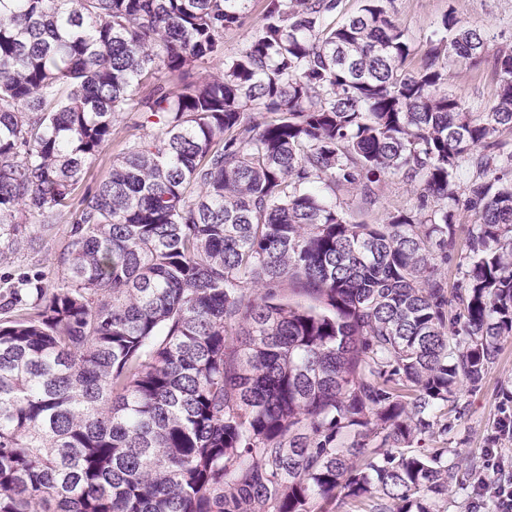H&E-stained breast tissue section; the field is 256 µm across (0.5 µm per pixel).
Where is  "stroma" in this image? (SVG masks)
I'll use <instances>...</instances> for the list:
<instances>
[{
    "mask_svg": "<svg viewBox=\"0 0 512 512\" xmlns=\"http://www.w3.org/2000/svg\"><path fill=\"white\" fill-rule=\"evenodd\" d=\"M388 8L416 49L411 62L415 68L423 62L432 32L449 13L484 31L489 54L512 48V0H390ZM497 87L494 70L488 64L477 70L456 67L448 81L449 92L473 112L482 111L493 102ZM137 121L133 112L119 117L111 141L89 169L82 188H95L107 175L113 160L141 136ZM336 202L350 222L375 224L388 213L416 208L418 194L412 186L393 178L380 184L375 205L364 204L359 193L351 188L338 191ZM70 228L66 217L47 231L26 226V234L35 236L37 242L32 248L0 259V292L23 273L42 276L46 285H55L65 268L63 253ZM507 413L512 415V335L501 338L499 354L482 382L475 387L463 385L455 402L448 406V454L465 473L466 483L450 488L447 512H496L489 499L482 506H475L474 483L488 473L486 449H501L512 460V434L497 432Z\"/></svg>",
    "mask_w": 512,
    "mask_h": 512,
    "instance_id": "obj_1",
    "label": "stroma"
}]
</instances>
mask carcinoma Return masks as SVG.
Returning a JSON list of instances; mask_svg holds the SVG:
<instances>
[{
  "label": "carcinoma",
  "mask_w": 512,
  "mask_h": 512,
  "mask_svg": "<svg viewBox=\"0 0 512 512\" xmlns=\"http://www.w3.org/2000/svg\"><path fill=\"white\" fill-rule=\"evenodd\" d=\"M249 2L0 0V257L71 216L65 276L0 305V512H440L463 484L422 444L512 335V50L472 112L447 85L486 38L451 13L417 71L385 0H264L226 58ZM128 108L146 135L77 195ZM395 177L419 204L378 224L321 194ZM263 0H251L249 17L245 24L238 29L224 33V54L232 56L241 50L244 45L258 33V25L262 10ZM464 188L465 185L461 184V188L458 190L460 203L457 209V234L456 242L453 248L448 253V263L443 264L438 261L440 271L448 282V289L455 288L456 284L461 279V274L457 270V263L461 252L464 250L465 241L472 230V224H475V216L470 212L464 205Z\"/></svg>",
  "instance_id": "cac0c4a2"
}]
</instances>
